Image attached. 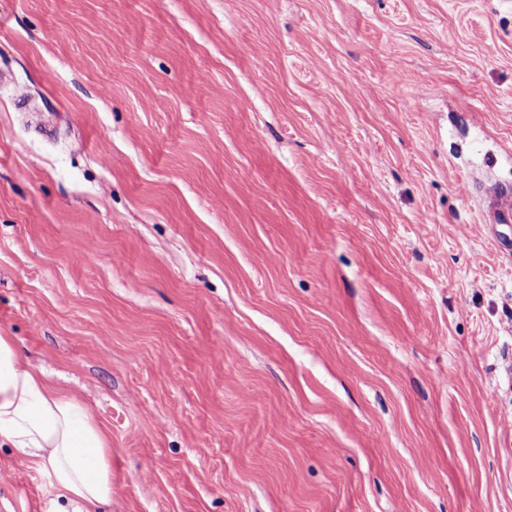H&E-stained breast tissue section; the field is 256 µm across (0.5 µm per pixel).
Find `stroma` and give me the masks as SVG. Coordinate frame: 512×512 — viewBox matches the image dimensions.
<instances>
[{"label": "stroma", "instance_id": "35a3bbf8", "mask_svg": "<svg viewBox=\"0 0 512 512\" xmlns=\"http://www.w3.org/2000/svg\"><path fill=\"white\" fill-rule=\"evenodd\" d=\"M494 184L512 0H0V329L111 512H512Z\"/></svg>", "mask_w": 512, "mask_h": 512}]
</instances>
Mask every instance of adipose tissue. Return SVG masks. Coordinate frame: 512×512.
Here are the masks:
<instances>
[{
  "label": "adipose tissue",
  "mask_w": 512,
  "mask_h": 512,
  "mask_svg": "<svg viewBox=\"0 0 512 512\" xmlns=\"http://www.w3.org/2000/svg\"><path fill=\"white\" fill-rule=\"evenodd\" d=\"M2 443L50 478L54 512H104L111 505L112 442L95 414L0 331Z\"/></svg>",
  "instance_id": "obj_1"
}]
</instances>
